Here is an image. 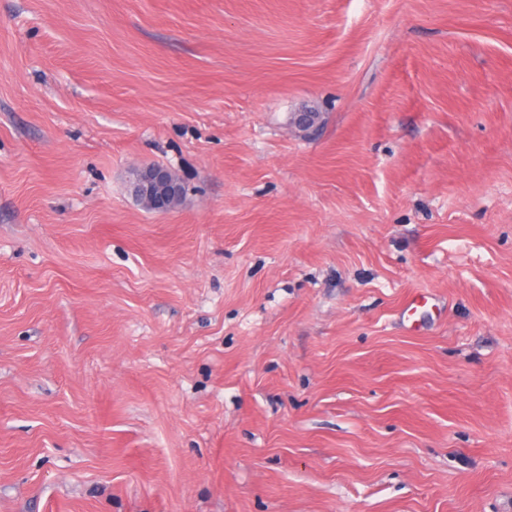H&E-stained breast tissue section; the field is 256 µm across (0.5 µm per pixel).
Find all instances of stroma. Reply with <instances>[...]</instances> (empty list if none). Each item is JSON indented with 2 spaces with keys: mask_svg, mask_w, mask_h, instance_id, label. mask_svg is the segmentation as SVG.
I'll return each mask as SVG.
<instances>
[{
  "mask_svg": "<svg viewBox=\"0 0 512 512\" xmlns=\"http://www.w3.org/2000/svg\"><path fill=\"white\" fill-rule=\"evenodd\" d=\"M0 512H512V0H0ZM132 191L146 209L167 212L178 205L184 187L172 169L153 164L135 170Z\"/></svg>",
  "mask_w": 512,
  "mask_h": 512,
  "instance_id": "stroma-1",
  "label": "stroma"
}]
</instances>
